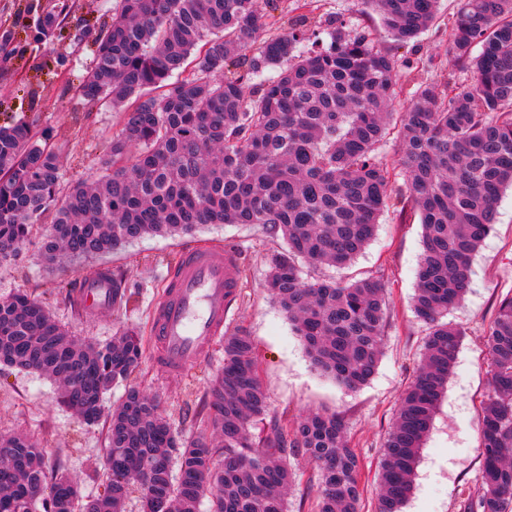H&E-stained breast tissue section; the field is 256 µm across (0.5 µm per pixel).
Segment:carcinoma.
Returning <instances> with one entry per match:
<instances>
[{
	"label": "carcinoma",
	"instance_id": "carcinoma-1",
	"mask_svg": "<svg viewBox=\"0 0 512 512\" xmlns=\"http://www.w3.org/2000/svg\"><path fill=\"white\" fill-rule=\"evenodd\" d=\"M271 0H119L95 32L92 65L73 95L123 110L93 176L63 179L47 129L0 125V263L51 215L41 255L54 266L112 253L153 234L203 224L255 226L282 245L267 254L266 288L317 371L349 389L375 375L387 326L385 286L325 274L373 239L391 206L379 147L393 119L399 59L345 21L301 16L262 37ZM399 43L434 21L438 0H359ZM74 4L31 3L33 39L60 31ZM451 66L469 76L418 88L397 113L405 190L399 216H419L422 251L413 311L428 327L382 452L377 512H403L421 450L445 397L464 331L448 312L468 288L472 257L512 188V0H462L449 29ZM260 43L244 71L234 52ZM277 70L274 76L267 69ZM317 275L303 276V267ZM490 387L482 402V468L463 512H512V295L484 329ZM144 358L143 336L103 345L70 336L24 292L0 300V365L58 382L88 424L107 423L103 492L77 484L26 434L0 438V512H141L160 499L175 512H288L290 459L318 470L313 512H360L362 463L336 413L269 417L254 340L224 332V367L210 383L192 437L178 435L158 400L128 386L105 413L103 396ZM266 421L253 432L258 421ZM137 488H132V485Z\"/></svg>",
	"mask_w": 512,
	"mask_h": 512
}]
</instances>
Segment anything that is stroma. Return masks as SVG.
I'll list each match as a JSON object with an SVG mask.
<instances>
[{
    "label": "stroma",
    "instance_id": "obj_1",
    "mask_svg": "<svg viewBox=\"0 0 512 512\" xmlns=\"http://www.w3.org/2000/svg\"><path fill=\"white\" fill-rule=\"evenodd\" d=\"M29 2L0 0V32H12L17 54L12 68L0 69V123L34 119L52 130L56 140L65 145L61 157L64 179L75 183L97 171L113 134L122 126L123 115L110 105H89L73 96L71 87L90 67L93 47L73 45L65 37L51 44L34 42L26 11ZM457 9L458 0H441L429 29L403 45L388 35L378 13L359 11L355 0H309L304 7L297 0H274L269 22L273 31L280 32L287 29L289 18L300 13L313 21L336 14L351 25L369 27L378 46L399 59H432V67L403 72L402 91L407 94L418 86L446 80L457 88L466 85L467 75L453 72L449 65L448 29ZM421 232L417 217L402 221L396 212H385L366 250L342 272L346 278L376 277L387 287L383 355L370 383L353 392L311 366L291 323L265 288V254L273 243L252 226L209 225L190 235L144 237L112 254L51 270L40 261L42 238L36 233L0 266V299L27 292L43 301L72 336L104 344L128 329L149 333L153 310L184 248L199 246L218 252L237 248L243 296L230 309L226 323L246 327L258 346L271 414L285 412L295 418L319 409L343 416L363 462L362 510L375 512L381 450L399 395L412 379L423 352L426 328L412 309ZM101 271L122 277L125 302L96 313L76 310L69 298L72 284ZM510 293L511 188L503 192L494 230L473 259L469 290L448 315L449 321L464 329L465 336L446 397L422 450L405 512H459L463 494L478 486L482 467L480 402L490 383L483 330L499 302ZM155 354V344H148L137 384L159 400L176 431L196 432L205 390L224 364L223 341H216L213 352L202 362L167 375L158 372ZM16 431L37 441L48 457L69 473L84 498L102 493L103 424H87L63 406L50 379L0 367V435Z\"/></svg>",
    "mask_w": 512,
    "mask_h": 512
}]
</instances>
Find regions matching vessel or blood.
Returning <instances> with one entry per match:
<instances>
[{"mask_svg":"<svg viewBox=\"0 0 512 512\" xmlns=\"http://www.w3.org/2000/svg\"><path fill=\"white\" fill-rule=\"evenodd\" d=\"M229 280L223 256L195 248L183 252L152 319L161 371H177L200 359L221 335L230 309L224 301ZM81 298L89 311L109 307L112 286L106 278L94 277L83 282Z\"/></svg>","mask_w":512,"mask_h":512,"instance_id":"1","label":"vessel or blood"}]
</instances>
